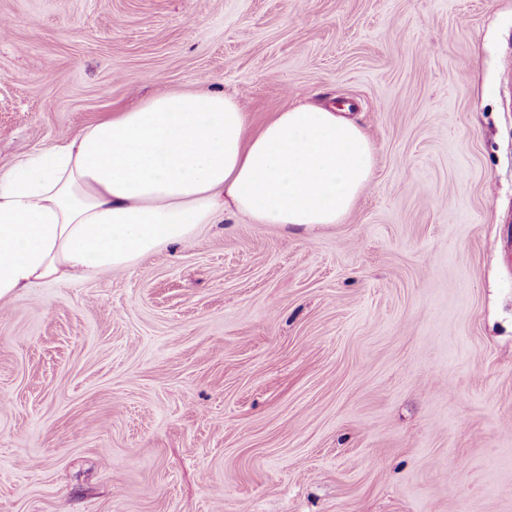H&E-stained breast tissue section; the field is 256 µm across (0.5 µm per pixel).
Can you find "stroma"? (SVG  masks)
Segmentation results:
<instances>
[{
  "mask_svg": "<svg viewBox=\"0 0 512 512\" xmlns=\"http://www.w3.org/2000/svg\"><path fill=\"white\" fill-rule=\"evenodd\" d=\"M0 168L154 94L345 107L344 223L228 218L0 300V512H512V0H0Z\"/></svg>",
  "mask_w": 512,
  "mask_h": 512,
  "instance_id": "1",
  "label": "stroma"
}]
</instances>
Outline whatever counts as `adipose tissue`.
<instances>
[{
  "instance_id": "1",
  "label": "adipose tissue",
  "mask_w": 512,
  "mask_h": 512,
  "mask_svg": "<svg viewBox=\"0 0 512 512\" xmlns=\"http://www.w3.org/2000/svg\"><path fill=\"white\" fill-rule=\"evenodd\" d=\"M374 164L367 134L333 109L254 127L220 88L152 96L0 170V300L138 267L228 216L342 223Z\"/></svg>"
}]
</instances>
